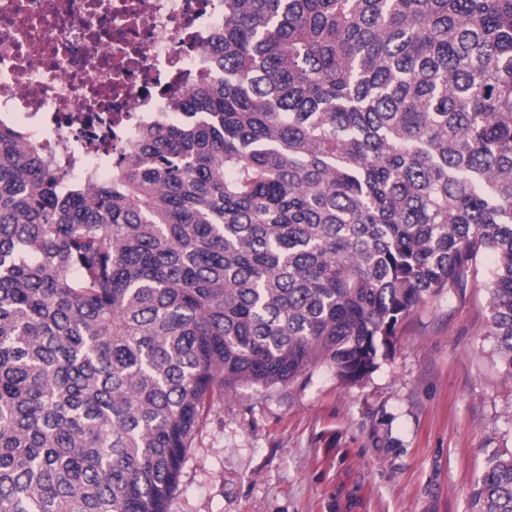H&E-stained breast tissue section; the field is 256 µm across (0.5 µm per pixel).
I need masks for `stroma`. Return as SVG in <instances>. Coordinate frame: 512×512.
I'll return each instance as SVG.
<instances>
[{"label": "stroma", "instance_id": "1", "mask_svg": "<svg viewBox=\"0 0 512 512\" xmlns=\"http://www.w3.org/2000/svg\"><path fill=\"white\" fill-rule=\"evenodd\" d=\"M490 254L415 306L362 382L323 364L216 398L169 512H471L488 456L512 451V378L488 334Z\"/></svg>", "mask_w": 512, "mask_h": 512}]
</instances>
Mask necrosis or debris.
<instances>
[{
	"mask_svg": "<svg viewBox=\"0 0 512 512\" xmlns=\"http://www.w3.org/2000/svg\"><path fill=\"white\" fill-rule=\"evenodd\" d=\"M224 0H0V122L22 127L67 178L94 183L141 127L207 71Z\"/></svg>",
	"mask_w": 512,
	"mask_h": 512,
	"instance_id": "1",
	"label": "necrosis or debris"
}]
</instances>
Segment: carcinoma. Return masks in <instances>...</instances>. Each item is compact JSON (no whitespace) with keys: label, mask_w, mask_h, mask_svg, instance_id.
<instances>
[{"label":"carcinoma","mask_w":512,"mask_h":512,"mask_svg":"<svg viewBox=\"0 0 512 512\" xmlns=\"http://www.w3.org/2000/svg\"><path fill=\"white\" fill-rule=\"evenodd\" d=\"M211 54L93 186L0 126V512H168L216 394L363 380L483 253L512 378V0H224Z\"/></svg>","instance_id":"carcinoma-1"}]
</instances>
